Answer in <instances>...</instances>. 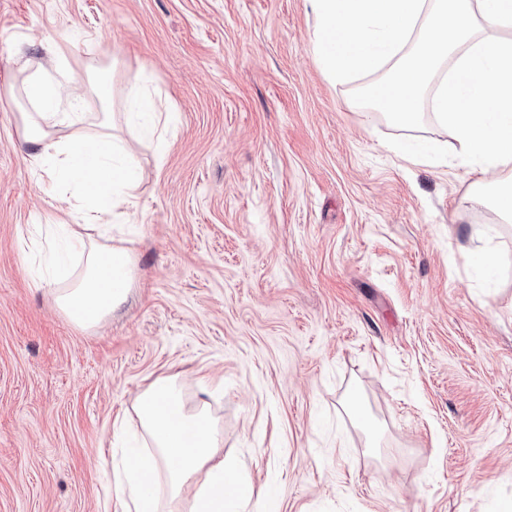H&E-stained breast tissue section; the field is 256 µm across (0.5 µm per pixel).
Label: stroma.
<instances>
[{
	"label": "stroma",
	"mask_w": 512,
	"mask_h": 512,
	"mask_svg": "<svg viewBox=\"0 0 512 512\" xmlns=\"http://www.w3.org/2000/svg\"><path fill=\"white\" fill-rule=\"evenodd\" d=\"M314 23L310 0H0V512H121L115 421L204 374L237 512H512V223L470 200L431 99L404 128L356 102L371 75L327 79ZM51 45L88 122L113 60V111L135 80L175 114L160 142L119 127L134 277L87 331L49 288L79 256H42L94 201L28 163L10 90Z\"/></svg>",
	"instance_id": "1"
}]
</instances>
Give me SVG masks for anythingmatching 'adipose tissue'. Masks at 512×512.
Instances as JSON below:
<instances>
[{
    "instance_id": "1",
    "label": "adipose tissue",
    "mask_w": 512,
    "mask_h": 512,
    "mask_svg": "<svg viewBox=\"0 0 512 512\" xmlns=\"http://www.w3.org/2000/svg\"><path fill=\"white\" fill-rule=\"evenodd\" d=\"M315 59L335 82L375 74L370 111L402 126L422 121L431 95L434 117L455 140L454 151L492 181L471 186L474 201L512 223V0H312ZM60 86L46 68L24 82L31 111L22 113L31 165L50 179L67 173L101 202L107 224L72 225V248L82 267L70 284L53 288L59 310L83 329L99 326L123 304L133 283L132 252L109 245L113 225L136 205L137 159L114 139L111 119L85 127L81 112H55ZM211 379L198 381L200 399L187 403L175 377L160 376L136 398L133 409L141 446L115 473L122 512H232L243 484L220 453L223 435L205 396ZM194 487L182 507L185 487Z\"/></svg>"
}]
</instances>
